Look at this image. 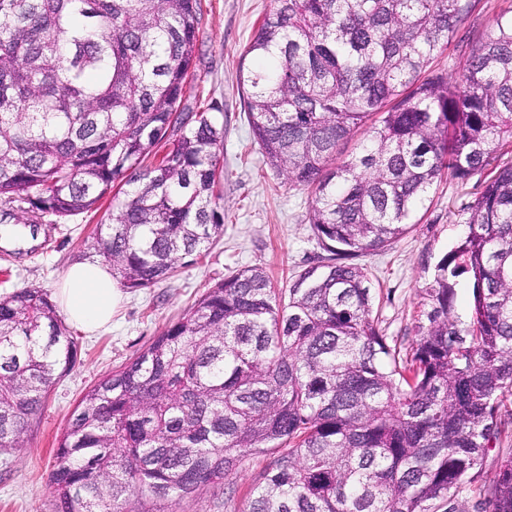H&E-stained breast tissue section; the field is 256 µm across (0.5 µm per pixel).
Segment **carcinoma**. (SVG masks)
Instances as JSON below:
<instances>
[{"mask_svg":"<svg viewBox=\"0 0 512 512\" xmlns=\"http://www.w3.org/2000/svg\"><path fill=\"white\" fill-rule=\"evenodd\" d=\"M478 0H274L239 82L266 165L311 190L323 255L285 290L214 284L74 408L54 512H154L272 456L247 512H440L512 433V160L389 345L358 259L412 228L433 186L512 147V17L457 76L433 66ZM200 0H0V212L65 219L113 194L91 248L130 290L224 226V124L187 103ZM365 129L360 150L340 146ZM472 282L467 320L457 279ZM76 346L47 293L0 297V451L24 445ZM512 512V456L479 487Z\"/></svg>","mask_w":512,"mask_h":512,"instance_id":"cac0c4a2","label":"carcinoma"}]
</instances>
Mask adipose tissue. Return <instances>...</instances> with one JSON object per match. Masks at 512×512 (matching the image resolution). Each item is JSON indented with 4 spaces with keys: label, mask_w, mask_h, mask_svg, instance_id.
Here are the masks:
<instances>
[{
    "label": "adipose tissue",
    "mask_w": 512,
    "mask_h": 512,
    "mask_svg": "<svg viewBox=\"0 0 512 512\" xmlns=\"http://www.w3.org/2000/svg\"><path fill=\"white\" fill-rule=\"evenodd\" d=\"M58 298L68 322L93 333L111 323L121 291L108 266L83 262L66 269Z\"/></svg>",
    "instance_id": "ef3b65f1"
}]
</instances>
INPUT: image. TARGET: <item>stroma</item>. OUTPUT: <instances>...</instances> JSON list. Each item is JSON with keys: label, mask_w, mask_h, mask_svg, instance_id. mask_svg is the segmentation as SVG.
I'll return each instance as SVG.
<instances>
[{"label": "stroma", "mask_w": 512, "mask_h": 512, "mask_svg": "<svg viewBox=\"0 0 512 512\" xmlns=\"http://www.w3.org/2000/svg\"><path fill=\"white\" fill-rule=\"evenodd\" d=\"M273 5V0H201L190 101L216 107L224 124V232L207 256L190 259L174 277L150 288L124 290L108 328L91 336L72 330L74 366L52 387L23 447L0 452V512H53L49 474L76 402L100 378L135 358L207 288L248 266L262 267L275 287L284 288L296 271L316 263L320 250L308 222L310 196L265 164L251 135L239 84L241 55L257 22ZM509 13L512 0H479L447 55L439 58L440 67L456 73L465 60L463 43L485 37L497 18ZM492 174L488 168L463 184L442 181L417 211L408 234L387 250L363 257L387 336L406 346L415 342L421 288L438 260L465 234L464 207ZM111 212L107 198L97 210L66 220L45 215L31 251L18 254L0 247V297L21 288L56 295L65 269L89 258L92 231L108 223ZM268 463L265 455L246 458L223 490L201 489L177 505V512H246L250 490Z\"/></svg>", "instance_id": "stroma-1"}]
</instances>
